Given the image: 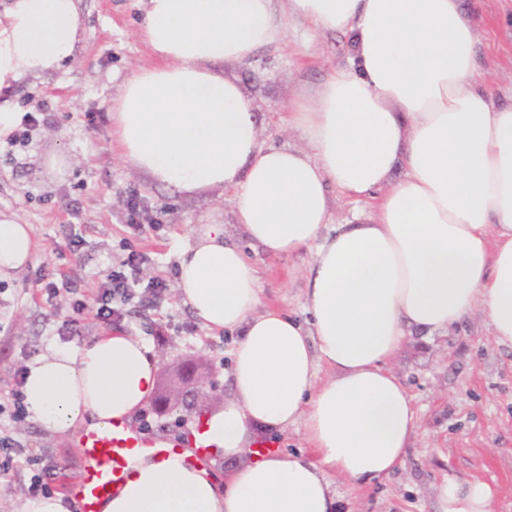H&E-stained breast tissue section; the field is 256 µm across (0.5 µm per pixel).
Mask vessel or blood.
Listing matches in <instances>:
<instances>
[{
    "instance_id": "vessel-or-blood-1",
    "label": "vessel or blood",
    "mask_w": 512,
    "mask_h": 512,
    "mask_svg": "<svg viewBox=\"0 0 512 512\" xmlns=\"http://www.w3.org/2000/svg\"><path fill=\"white\" fill-rule=\"evenodd\" d=\"M139 444L138 435L124 422L104 432L89 430L72 437V447L81 449L87 461L79 477V512H100L102 501L123 480L129 459Z\"/></svg>"
}]
</instances>
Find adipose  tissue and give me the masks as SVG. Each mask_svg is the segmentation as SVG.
<instances>
[{"instance_id":"ef3b65f1","label":"adipose tissue","mask_w":512,"mask_h":512,"mask_svg":"<svg viewBox=\"0 0 512 512\" xmlns=\"http://www.w3.org/2000/svg\"><path fill=\"white\" fill-rule=\"evenodd\" d=\"M293 18L347 35L349 55L290 102L298 145L264 146L239 80L216 67L280 49ZM80 28L79 0H12L0 84L73 60ZM138 35L157 62L112 101L118 155L168 188L233 189L250 241L313 259L303 323L259 310L257 272L223 225L180 250L181 302L203 327L238 336L232 396L202 421L210 452L234 468L220 485L185 452L145 445L102 512H336L334 477L369 485L404 462L417 418L387 364L408 336L428 340L478 312L493 342L512 347V96L486 83L463 0H147ZM340 194L378 204L337 224ZM36 250L32 225L0 214V279ZM155 364L122 330L49 347L26 370L29 417L64 436L108 430L149 399ZM296 424L313 456L241 461L258 431ZM439 500L442 512H492L482 482L447 481Z\"/></svg>"}]
</instances>
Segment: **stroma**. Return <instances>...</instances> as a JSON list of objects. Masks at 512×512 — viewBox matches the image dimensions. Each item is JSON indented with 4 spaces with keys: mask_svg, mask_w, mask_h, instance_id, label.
I'll use <instances>...</instances> for the list:
<instances>
[{
    "mask_svg": "<svg viewBox=\"0 0 512 512\" xmlns=\"http://www.w3.org/2000/svg\"><path fill=\"white\" fill-rule=\"evenodd\" d=\"M481 30L489 83L496 94L512 93V0H467ZM83 34L76 57L60 69L0 86V102L39 125L29 143L0 149V212L32 225L39 250L22 277L0 280V404L11 405L17 371L47 347L74 349L105 331L91 312L74 315L71 302L93 304L98 285L126 248L147 254L144 277L178 276L177 255L206 225H223L257 268L261 308L303 317L306 270L312 251L272 256L252 244L234 217L233 192L221 187L178 191L152 181L117 156L112 147V99L135 68L155 64L137 28L144 0H80ZM348 40L319 34L293 21L275 52L261 51L235 75L251 100L263 145H287L288 105L312 89L328 71L344 63ZM139 197L153 227L133 232L125 202ZM85 243L79 253L67 247L73 225ZM73 283L48 300L34 283L38 268ZM78 318L79 335L63 336L65 320ZM120 329L140 336L152 348L156 392L179 385L183 367L215 375L230 392L229 371L235 335L203 328L175 291L161 307L129 304ZM413 398L418 429L403 466L373 484L333 483L340 512H440L439 488L448 479L486 483L494 512H512V349L490 339L480 314L461 328L429 341L408 337L389 364ZM9 429L35 458L57 465L78 480L84 467L69 437L49 433L31 421Z\"/></svg>",
    "mask_w": 512,
    "mask_h": 512,
    "instance_id": "stroma-1",
    "label": "stroma"
}]
</instances>
